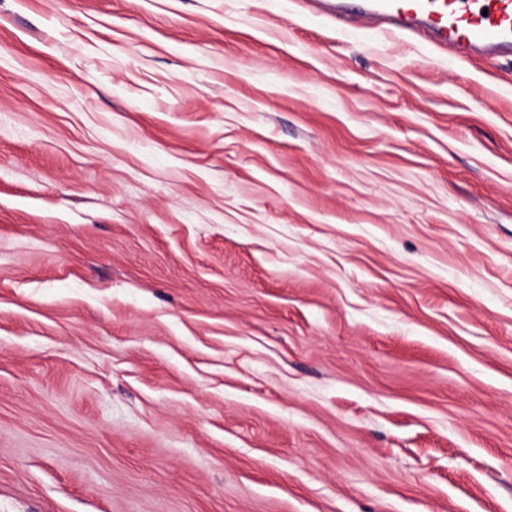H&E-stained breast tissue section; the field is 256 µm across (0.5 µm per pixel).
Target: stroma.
<instances>
[{
	"mask_svg": "<svg viewBox=\"0 0 512 512\" xmlns=\"http://www.w3.org/2000/svg\"><path fill=\"white\" fill-rule=\"evenodd\" d=\"M0 512H512V57L0 0Z\"/></svg>",
	"mask_w": 512,
	"mask_h": 512,
	"instance_id": "obj_1",
	"label": "stroma"
}]
</instances>
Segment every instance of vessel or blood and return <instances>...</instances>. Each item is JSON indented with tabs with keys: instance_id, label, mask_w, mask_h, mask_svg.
<instances>
[{
	"instance_id": "obj_1",
	"label": "vessel or blood",
	"mask_w": 512,
	"mask_h": 512,
	"mask_svg": "<svg viewBox=\"0 0 512 512\" xmlns=\"http://www.w3.org/2000/svg\"><path fill=\"white\" fill-rule=\"evenodd\" d=\"M325 14L354 12L365 26L424 33L457 56L512 53V0H318Z\"/></svg>"
}]
</instances>
